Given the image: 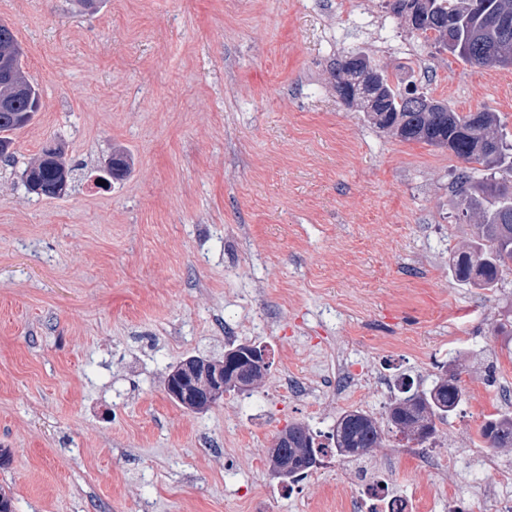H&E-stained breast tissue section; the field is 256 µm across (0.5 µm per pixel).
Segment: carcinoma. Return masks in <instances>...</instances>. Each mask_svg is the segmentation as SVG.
<instances>
[{
    "instance_id": "obj_1",
    "label": "carcinoma",
    "mask_w": 512,
    "mask_h": 512,
    "mask_svg": "<svg viewBox=\"0 0 512 512\" xmlns=\"http://www.w3.org/2000/svg\"><path fill=\"white\" fill-rule=\"evenodd\" d=\"M470 0H388L392 13L411 18V28L434 47L446 50L465 64L489 67L490 56L500 66L512 62V40L496 39L494 17L512 15V0H481L482 9L469 8ZM0 56L10 60L11 75L0 80V97L8 104L0 108V160L13 159V135L18 121L31 122L41 107L38 85L22 64V50L12 29L0 23ZM336 94L345 103L360 104L368 120L379 130L389 131L403 141L445 148L468 167L457 177V206L464 215L479 217L477 240L453 256L452 272L457 281L479 288H494L502 274L512 270V144L503 140L497 113L479 107L455 112L415 86L401 89L385 70L372 64L369 69L351 65L349 59L337 64ZM59 148H43L38 159L24 171L25 182L68 184L72 170L61 159ZM460 376L440 377L422 391L401 389L388 409L390 423L406 441L417 435L420 443L436 438V421L453 414L461 400ZM480 434L493 448L512 447V415L500 414L486 420ZM338 456H364L381 445L382 429L362 410L346 411L337 419L332 434ZM302 423L288 426V445L272 449L274 469L288 467L287 475L305 474L325 453Z\"/></svg>"
}]
</instances>
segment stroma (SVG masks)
<instances>
[{
    "instance_id": "35a3bbf8",
    "label": "stroma",
    "mask_w": 512,
    "mask_h": 512,
    "mask_svg": "<svg viewBox=\"0 0 512 512\" xmlns=\"http://www.w3.org/2000/svg\"><path fill=\"white\" fill-rule=\"evenodd\" d=\"M42 106L0 163V487L13 512H340L337 457L294 488L268 471L293 423L333 429L352 408L384 431L368 463L448 512V494L491 482L478 454L512 411V272L456 281L463 216L451 152L372 127L334 90L357 51L458 112L499 114L512 142V66L437 51L359 0H0ZM72 167L65 194L29 192L43 146ZM127 175L98 186L105 161ZM268 364L249 392L197 413L164 379L234 343ZM459 373L462 402L438 424L447 472L424 470L371 390L339 375L430 388ZM313 386L307 398L286 385Z\"/></svg>"
}]
</instances>
